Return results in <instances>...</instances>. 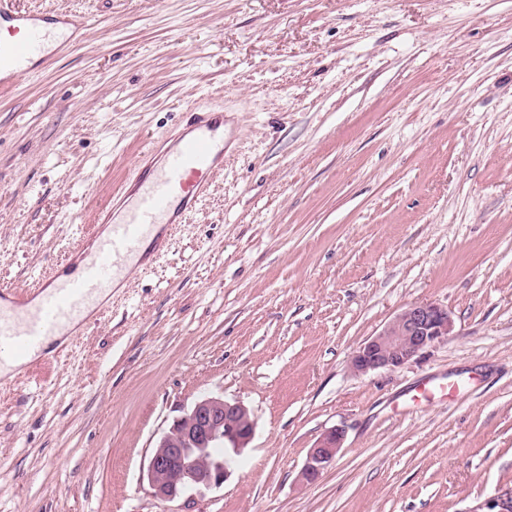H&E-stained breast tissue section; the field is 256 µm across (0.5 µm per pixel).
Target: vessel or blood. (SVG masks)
<instances>
[{
	"label": "vessel or blood",
	"mask_w": 512,
	"mask_h": 512,
	"mask_svg": "<svg viewBox=\"0 0 512 512\" xmlns=\"http://www.w3.org/2000/svg\"><path fill=\"white\" fill-rule=\"evenodd\" d=\"M82 22L63 12L18 9L0 0V85L65 53ZM224 111L190 110L172 141H150L130 187L114 193L102 225L93 227L69 265L33 290L0 289V385L61 354L76 331H91V316L114 289L168 251L176 225L196 211L212 179L224 169Z\"/></svg>",
	"instance_id": "b4317fda"
}]
</instances>
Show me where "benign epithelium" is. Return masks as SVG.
Listing matches in <instances>:
<instances>
[{
  "instance_id": "benign-epithelium-1",
  "label": "benign epithelium",
  "mask_w": 512,
  "mask_h": 512,
  "mask_svg": "<svg viewBox=\"0 0 512 512\" xmlns=\"http://www.w3.org/2000/svg\"><path fill=\"white\" fill-rule=\"evenodd\" d=\"M452 329L448 308L432 302L410 304L352 352L350 368L356 375L397 370L446 339ZM254 434V419L242 402L222 396L199 400L174 421L151 451L146 479L152 497L167 504L191 490L222 486L231 475L236 456ZM344 441L343 428L326 431L309 449L301 477L310 483L319 480L342 451ZM216 443L224 444V456L211 453ZM465 512H512V486L499 488L493 496L475 502Z\"/></svg>"
}]
</instances>
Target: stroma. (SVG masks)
Returning a JSON list of instances; mask_svg holds the SVG:
<instances>
[{
	"label": "stroma",
	"instance_id": "35a3bbf8",
	"mask_svg": "<svg viewBox=\"0 0 512 512\" xmlns=\"http://www.w3.org/2000/svg\"><path fill=\"white\" fill-rule=\"evenodd\" d=\"M15 5L99 23L0 91V285L59 268L186 108L229 125L168 252L0 392V512H170L152 447L217 395L255 435L181 512H467L512 484V0ZM417 302L448 339L354 375ZM430 384L447 401L412 405ZM345 433L341 427H332L323 434L313 448L309 449L301 470V477L305 481L312 483L320 479L324 470L342 451Z\"/></svg>",
	"mask_w": 512,
	"mask_h": 512
}]
</instances>
